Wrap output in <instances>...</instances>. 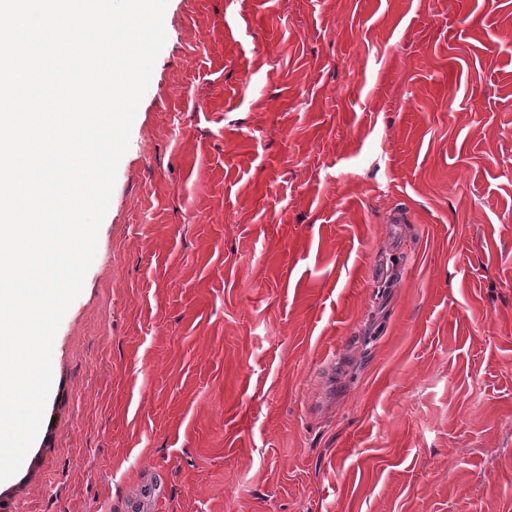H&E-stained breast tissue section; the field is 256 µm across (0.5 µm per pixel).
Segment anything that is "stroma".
I'll return each instance as SVG.
<instances>
[{
  "label": "stroma",
  "instance_id": "obj_1",
  "mask_svg": "<svg viewBox=\"0 0 512 512\" xmlns=\"http://www.w3.org/2000/svg\"><path fill=\"white\" fill-rule=\"evenodd\" d=\"M164 28L0 512H512V0Z\"/></svg>",
  "mask_w": 512,
  "mask_h": 512
}]
</instances>
